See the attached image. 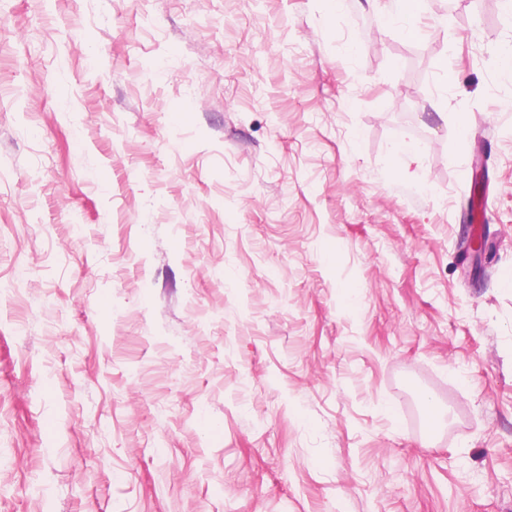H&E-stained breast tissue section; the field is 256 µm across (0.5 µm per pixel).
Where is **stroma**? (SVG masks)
I'll return each mask as SVG.
<instances>
[{
  "label": "stroma",
  "mask_w": 512,
  "mask_h": 512,
  "mask_svg": "<svg viewBox=\"0 0 512 512\" xmlns=\"http://www.w3.org/2000/svg\"><path fill=\"white\" fill-rule=\"evenodd\" d=\"M481 2L0 0V512H512Z\"/></svg>",
  "instance_id": "stroma-1"
}]
</instances>
